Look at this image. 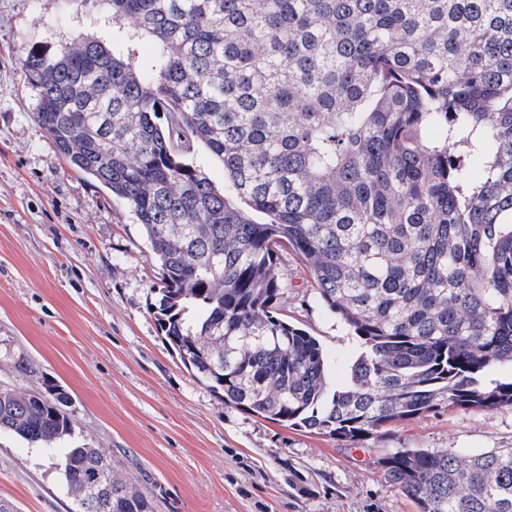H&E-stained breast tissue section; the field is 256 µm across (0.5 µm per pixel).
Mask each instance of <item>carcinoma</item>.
Segmentation results:
<instances>
[{"label": "carcinoma", "mask_w": 512, "mask_h": 512, "mask_svg": "<svg viewBox=\"0 0 512 512\" xmlns=\"http://www.w3.org/2000/svg\"><path fill=\"white\" fill-rule=\"evenodd\" d=\"M108 3L158 54L32 49V118L142 224L184 366L228 405L340 440L440 406L512 408V377H491L512 365V0ZM196 145L224 189L186 160ZM286 250L357 340L340 385L278 317ZM2 429L51 445L71 423L0 386ZM382 469L417 512H512V448H396ZM63 470L83 512H153L104 448L70 449Z\"/></svg>", "instance_id": "carcinoma-1"}]
</instances>
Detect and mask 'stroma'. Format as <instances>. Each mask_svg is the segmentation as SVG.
<instances>
[{
	"label": "stroma",
	"mask_w": 512,
	"mask_h": 512,
	"mask_svg": "<svg viewBox=\"0 0 512 512\" xmlns=\"http://www.w3.org/2000/svg\"><path fill=\"white\" fill-rule=\"evenodd\" d=\"M91 35L148 63L108 0H0V385L64 393L73 430L56 444L0 431V500L20 512H81L61 464L109 449L154 512H416L379 464L393 448L512 447V409L439 408L356 442L288 428L225 405L165 340L151 311L159 266L130 209L69 168L34 123L22 64L37 46ZM281 318L316 336L332 381L356 344L283 254ZM28 360L34 375L21 374Z\"/></svg>",
	"instance_id": "stroma-1"
}]
</instances>
